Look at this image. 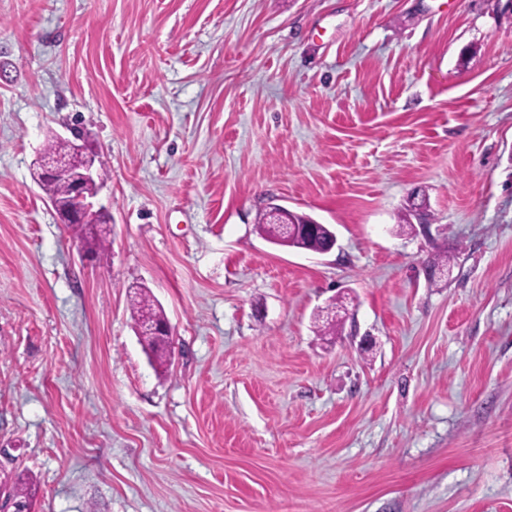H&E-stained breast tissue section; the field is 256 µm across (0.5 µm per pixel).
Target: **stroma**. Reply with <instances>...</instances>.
<instances>
[{
	"instance_id": "1",
	"label": "stroma",
	"mask_w": 512,
	"mask_h": 512,
	"mask_svg": "<svg viewBox=\"0 0 512 512\" xmlns=\"http://www.w3.org/2000/svg\"><path fill=\"white\" fill-rule=\"evenodd\" d=\"M74 127L103 250L33 180ZM0 448L32 512H512V0H0ZM267 211L268 219L273 224L267 222ZM267 211L265 210L259 214L256 228L264 238L274 240L281 234L278 224H285L291 210L282 205L271 204L267 207ZM293 217L294 224L299 229L298 238L299 240L294 241L289 248L303 249V250H322L326 246L328 241V230L331 227L328 224L316 225L315 227H309L306 224V220L311 218L308 214L294 211ZM132 311L136 326L147 318L155 321H167L162 309L154 303L147 292L142 290L132 302ZM140 339L144 345V350L152 363L159 362V364H164L168 362L170 344L167 339L158 338L156 336H147L145 334L140 336Z\"/></svg>"
}]
</instances>
